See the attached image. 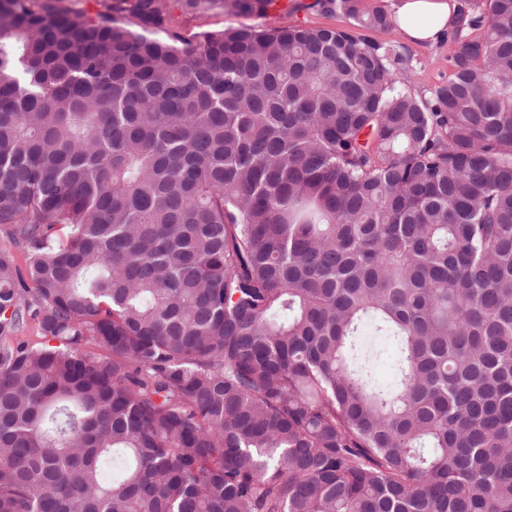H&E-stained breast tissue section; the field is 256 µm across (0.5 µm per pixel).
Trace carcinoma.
<instances>
[{
	"label": "carcinoma",
	"mask_w": 512,
	"mask_h": 512,
	"mask_svg": "<svg viewBox=\"0 0 512 512\" xmlns=\"http://www.w3.org/2000/svg\"><path fill=\"white\" fill-rule=\"evenodd\" d=\"M272 2L0 0V512H512V0ZM288 11H270L265 17L242 15L216 10L204 14L179 16V28L183 31L217 32L246 26L275 29L291 25L309 27L349 28L351 19L337 12L326 14L314 6L315 0H288ZM385 1H392V18L397 25L391 21L388 27L359 32L392 50L391 63L396 73L407 78L408 85L415 94L430 98L438 86L448 81L451 74L448 58L453 53V45L446 40H438L445 37L448 26L456 20L460 2L458 0ZM385 1L359 0L358 8L369 12L375 9L387 12L389 3ZM407 40L438 42L413 44ZM362 342L365 349L378 355L376 362L380 380L383 382L389 381L394 360V346L383 337L375 336L370 329L364 331Z\"/></svg>",
	"instance_id": "cac0c4a2"
}]
</instances>
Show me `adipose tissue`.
Here are the masks:
<instances>
[{"label": "adipose tissue", "instance_id": "1", "mask_svg": "<svg viewBox=\"0 0 512 512\" xmlns=\"http://www.w3.org/2000/svg\"><path fill=\"white\" fill-rule=\"evenodd\" d=\"M459 0H392V18L407 40L435 42L445 36Z\"/></svg>", "mask_w": 512, "mask_h": 512}]
</instances>
